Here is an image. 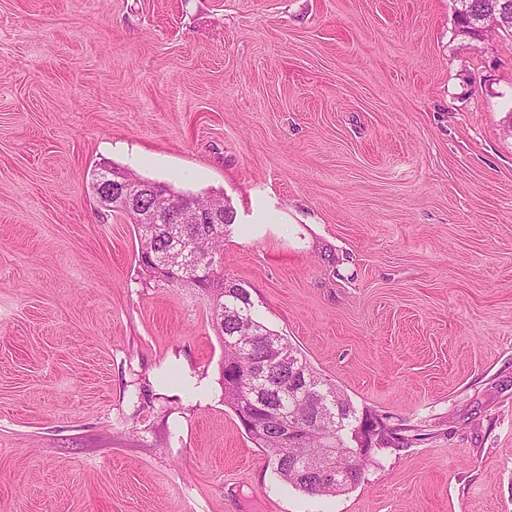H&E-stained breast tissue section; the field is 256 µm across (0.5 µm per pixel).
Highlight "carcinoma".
<instances>
[{
	"label": "carcinoma",
	"mask_w": 512,
	"mask_h": 512,
	"mask_svg": "<svg viewBox=\"0 0 512 512\" xmlns=\"http://www.w3.org/2000/svg\"><path fill=\"white\" fill-rule=\"evenodd\" d=\"M222 224H187L188 242L198 255L220 258L224 231L235 222V212L224 206ZM137 255L164 251L173 242L169 224H152L144 231L134 225ZM147 280L178 285L176 275L160 264L151 269L139 267ZM192 286L204 292L210 302L212 320L220 331L224 350L222 377L224 403L238 418L251 415L260 426L245 428L249 438L267 452L278 476L293 488L312 495H336L358 485L364 477L362 449L369 447L368 435L376 428L373 416H357L345 394L313 369L288 340L269 329L251 311L246 288H233L218 266L197 271ZM298 430L303 449L321 456L327 449L339 452L334 481L314 485L313 477L296 471L284 456L285 446L278 438L280 421Z\"/></svg>",
	"instance_id": "carcinoma-1"
}]
</instances>
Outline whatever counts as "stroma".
I'll return each instance as SVG.
<instances>
[{
  "label": "stroma",
  "mask_w": 512,
  "mask_h": 512,
  "mask_svg": "<svg viewBox=\"0 0 512 512\" xmlns=\"http://www.w3.org/2000/svg\"><path fill=\"white\" fill-rule=\"evenodd\" d=\"M454 29L452 0H0V512H512V36ZM104 165L228 201L225 277L411 443L283 482Z\"/></svg>",
  "instance_id": "stroma-1"
}]
</instances>
